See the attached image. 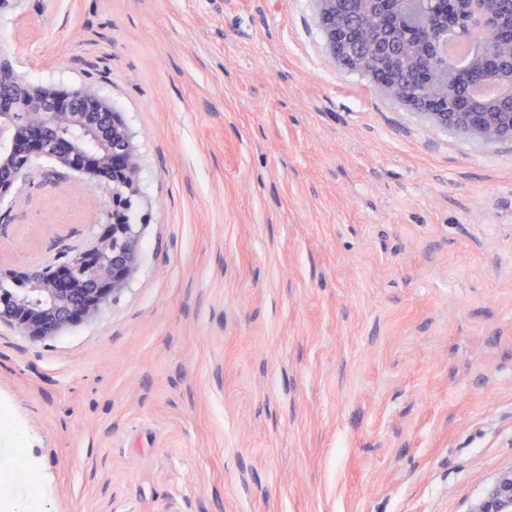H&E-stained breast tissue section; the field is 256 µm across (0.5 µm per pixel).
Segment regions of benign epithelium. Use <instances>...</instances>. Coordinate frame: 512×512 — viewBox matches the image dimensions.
<instances>
[{"label":"benign epithelium","mask_w":512,"mask_h":512,"mask_svg":"<svg viewBox=\"0 0 512 512\" xmlns=\"http://www.w3.org/2000/svg\"><path fill=\"white\" fill-rule=\"evenodd\" d=\"M430 49L447 55L448 30L428 23ZM25 100L0 90V205L12 211L27 189L51 181L65 192L78 179L102 193L92 221L104 216L103 232L83 249L45 273L0 265V280H24L23 294H0V324L33 340L57 336L91 321L128 286L139 265L142 225L126 220L128 204H138L140 155L135 133L115 111L112 101L93 85L75 92L54 85L27 84ZM433 122L464 129L487 141L512 140L511 112H461L448 100L430 111L433 93L414 92L396 76L382 86ZM477 105L512 107V81L494 97L468 94ZM470 512H512V466L488 484Z\"/></svg>","instance_id":"7a95c632"}]
</instances>
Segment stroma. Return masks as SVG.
Here are the masks:
<instances>
[{
	"label": "stroma",
	"instance_id": "stroma-1",
	"mask_svg": "<svg viewBox=\"0 0 512 512\" xmlns=\"http://www.w3.org/2000/svg\"><path fill=\"white\" fill-rule=\"evenodd\" d=\"M34 84L136 134L140 264L95 320L0 325V472L37 512H469L512 466V140L337 68L314 0H7ZM81 182L0 264L99 233Z\"/></svg>",
	"mask_w": 512,
	"mask_h": 512
}]
</instances>
